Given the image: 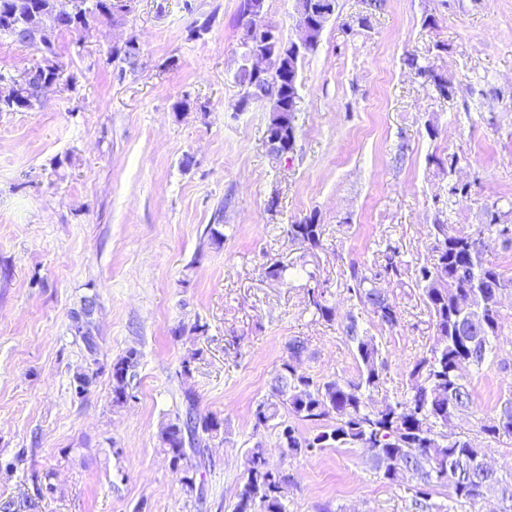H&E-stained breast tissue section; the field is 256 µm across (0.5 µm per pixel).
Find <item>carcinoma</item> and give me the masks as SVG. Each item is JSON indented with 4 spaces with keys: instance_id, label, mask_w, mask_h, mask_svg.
Masks as SVG:
<instances>
[{
    "instance_id": "cac0c4a2",
    "label": "carcinoma",
    "mask_w": 512,
    "mask_h": 512,
    "mask_svg": "<svg viewBox=\"0 0 512 512\" xmlns=\"http://www.w3.org/2000/svg\"><path fill=\"white\" fill-rule=\"evenodd\" d=\"M76 13L55 29L82 39L91 28L104 21H115L114 0H76ZM266 8V0H240L237 27L240 46L251 39V26L243 22L254 6ZM49 6V0H0V27L17 25L25 15ZM323 33L311 34L303 51L295 53L283 36L265 50L273 55L277 70L262 85L246 71L235 74L241 94L235 111L264 102L268 106L266 138L296 144L297 112L300 103V74L307 56L319 47ZM43 64L27 72V81L12 101H0V112H25L39 102L38 86L62 78L54 60L55 47L41 49ZM405 65L423 77L444 98L455 93L453 81L439 72L428 58L409 53ZM432 258L415 269L416 284L428 309L434 330L426 351L408 365L406 389L394 400L377 402L371 391L384 383L386 358L376 337L359 326L350 315L343 327L345 341L355 349L356 374L351 377H313L300 369L308 352L307 339L294 336L285 345L268 397L253 410L254 428L279 429V447L290 459L308 457L336 446L364 448L380 479L394 483L403 471L414 476L411 512H482L486 499L499 503V512H512V473L491 471L482 466V447L452 429L453 421L473 412L472 373L494 362L502 335V296H512V277L491 260L496 248L512 250V220L492 206L486 208L483 223L470 232H452L447 222L433 224ZM289 240L308 250L322 247L323 228L316 216L288 225ZM397 249L385 255L381 272L396 278L408 268ZM352 284L348 291L357 304L370 312L380 325L390 329L399 324L400 313L389 296L374 280L351 266ZM308 304L317 319L331 321L335 307L324 289H307ZM93 314L88 303L72 312L74 335L78 336L86 360L95 361L96 337L80 325L81 317ZM139 364V354L130 349L112 365V402L123 404ZM184 416L161 425L160 448L170 457L173 468L181 470L187 449L203 455L206 442L227 434L226 423L212 413L197 408L196 394L183 392ZM309 422L314 430L304 433L289 420ZM477 434L485 439L512 437V396L498 399L493 413L478 421ZM290 479L284 471L272 468L262 445L249 451L246 477L236 492L233 512H285L284 499ZM448 491V506L435 502L440 490Z\"/></svg>"
}]
</instances>
